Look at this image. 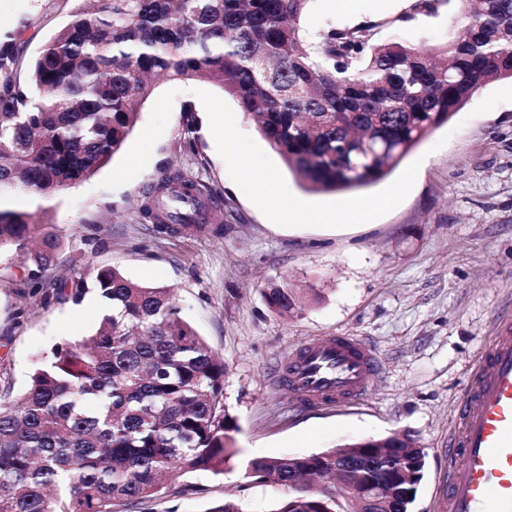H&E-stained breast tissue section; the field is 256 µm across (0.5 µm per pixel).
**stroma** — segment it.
<instances>
[{
  "instance_id": "1",
  "label": "stroma",
  "mask_w": 512,
  "mask_h": 512,
  "mask_svg": "<svg viewBox=\"0 0 512 512\" xmlns=\"http://www.w3.org/2000/svg\"><path fill=\"white\" fill-rule=\"evenodd\" d=\"M409 0H316L308 30L356 25L404 12ZM85 0H0V24L19 32L17 78L28 84L44 44ZM458 0L433 16L381 28V41L427 49L458 27ZM195 123L194 142L182 129ZM217 198L202 229L161 234L141 217L164 168ZM275 175L312 208L376 202L363 223L285 220L276 199L250 182ZM0 205L52 225L63 248L43 274L42 294L25 292L16 247L0 248V395L19 398L49 348L95 333L104 303L43 301L55 282L94 268L172 289L185 320L224 358V408L236 429L237 466L169 481L135 512H208L235 499L242 512H273L286 487L246 478L243 461L319 453L393 434L426 454L412 512H443L448 437L466 382L498 319L512 318V81L479 89L386 178L364 189L313 193L288 171L253 120L217 86L154 82L122 148L90 179L50 198L24 193ZM294 288L298 313L281 316L264 293ZM370 343L381 370L363 399L304 407L280 378L301 343L339 334Z\"/></svg>"
}]
</instances>
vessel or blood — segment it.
<instances>
[{
  "instance_id": "vessel-or-blood-1",
  "label": "vessel or blood",
  "mask_w": 512,
  "mask_h": 512,
  "mask_svg": "<svg viewBox=\"0 0 512 512\" xmlns=\"http://www.w3.org/2000/svg\"><path fill=\"white\" fill-rule=\"evenodd\" d=\"M380 367L373 348L349 335L313 340L288 361V390L303 404L356 402ZM449 446L448 512H512V321L503 320L467 383Z\"/></svg>"
}]
</instances>
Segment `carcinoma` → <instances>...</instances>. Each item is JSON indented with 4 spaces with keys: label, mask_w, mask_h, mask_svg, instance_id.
I'll use <instances>...</instances> for the list:
<instances>
[{
    "label": "carcinoma",
    "mask_w": 512,
    "mask_h": 512,
    "mask_svg": "<svg viewBox=\"0 0 512 512\" xmlns=\"http://www.w3.org/2000/svg\"><path fill=\"white\" fill-rule=\"evenodd\" d=\"M313 0H105L42 48L33 99L16 79L18 33L0 44V195L50 197L92 177L123 145L166 76L220 87L310 192L370 186L387 176L480 88L512 79V0H460L461 31L431 50L376 40L388 22L315 32L301 26ZM450 0H413L434 15ZM199 190L163 171L154 193ZM35 215L0 208V248L22 250ZM60 240L22 255L26 283L41 285ZM53 298L107 305L95 335L53 345L14 404H0V512H116L161 495L168 480L224 473L238 451L224 410V358L181 316L172 289L140 286L114 268L63 278ZM283 315L298 310L288 286L265 292ZM350 457L401 459L383 512H411L426 461L415 440L344 445ZM299 457L251 459L246 477L288 486ZM297 490L274 512H351L336 486Z\"/></svg>",
    "instance_id": "1"
}]
</instances>
